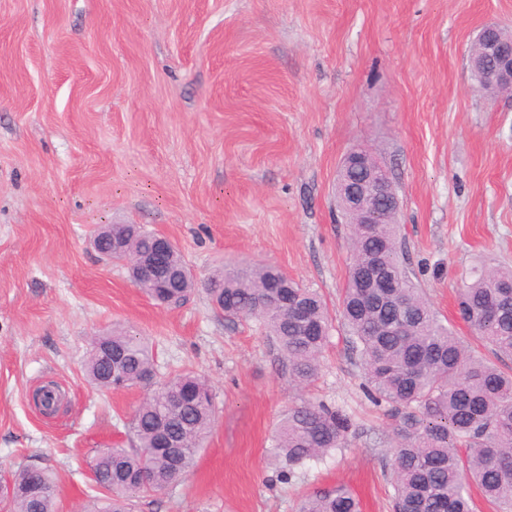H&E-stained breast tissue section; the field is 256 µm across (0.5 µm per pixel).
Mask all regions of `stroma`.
Segmentation results:
<instances>
[{
    "instance_id": "35a3bbf8",
    "label": "stroma",
    "mask_w": 512,
    "mask_h": 512,
    "mask_svg": "<svg viewBox=\"0 0 512 512\" xmlns=\"http://www.w3.org/2000/svg\"><path fill=\"white\" fill-rule=\"evenodd\" d=\"M512 31V0H0V472L57 481V512L97 496L95 449L130 446L146 396L84 376L94 335L133 327L160 377L211 384L214 426L175 488L134 512H295L345 484L390 512L396 420L334 325L299 391L273 337L225 319L202 290L162 308L102 260L99 224L168 235L197 280L225 260L279 266L338 316L351 242L335 185L372 148L400 198L414 282L482 356L456 310L482 263L512 265V94L481 92L470 47ZM67 396L43 417L32 393ZM344 410V447L277 475L274 429L300 397Z\"/></svg>"
}]
</instances>
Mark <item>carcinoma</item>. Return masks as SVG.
Returning <instances> with one entry per match:
<instances>
[{"instance_id":"obj_1","label":"carcinoma","mask_w":512,"mask_h":512,"mask_svg":"<svg viewBox=\"0 0 512 512\" xmlns=\"http://www.w3.org/2000/svg\"><path fill=\"white\" fill-rule=\"evenodd\" d=\"M351 231L353 259L342 292L344 324L359 352L372 399L398 419V443L391 456L393 512H474L476 484L500 512H512V372L475 355L445 325L416 287L399 241L397 214L378 224H358L343 211ZM151 233L129 242L128 253L151 249ZM378 266L395 288H364L360 277ZM186 277L166 288L176 305L195 290ZM215 307L228 318L252 319L278 343L298 386L320 373L331 320L320 295L274 265H226L203 282ZM460 319L498 358L512 359V268L483 266L457 289ZM87 381L124 389L156 379V388L130 420L134 446L98 448L89 465L112 483V493L94 512H131L130 495L178 484L194 467L211 432L215 402L205 379L188 371L156 378L152 345L129 328H114L92 340L85 362ZM352 427L343 410L301 398L293 402L274 435L272 455L278 476L342 447ZM168 434L178 449L163 448ZM58 485L45 471L34 473L11 501L12 512H56ZM298 512H360V502L343 484L313 491Z\"/></svg>"}]
</instances>
